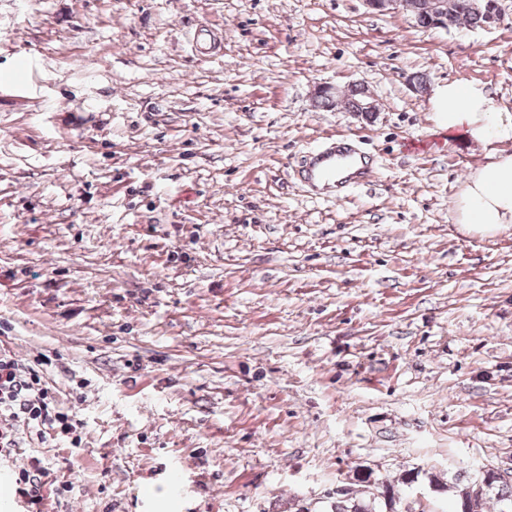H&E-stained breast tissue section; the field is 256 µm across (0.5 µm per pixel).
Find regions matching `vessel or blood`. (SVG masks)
Listing matches in <instances>:
<instances>
[{
  "label": "vessel or blood",
  "mask_w": 512,
  "mask_h": 512,
  "mask_svg": "<svg viewBox=\"0 0 512 512\" xmlns=\"http://www.w3.org/2000/svg\"><path fill=\"white\" fill-rule=\"evenodd\" d=\"M375 171V158L361 149L359 139L332 135L308 153L294 177L319 198L343 200L349 190L367 181Z\"/></svg>",
  "instance_id": "b4317fda"
}]
</instances>
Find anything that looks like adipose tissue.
I'll list each match as a JSON object with an SVG mask.
<instances>
[{
	"label": "adipose tissue",
	"mask_w": 512,
	"mask_h": 512,
	"mask_svg": "<svg viewBox=\"0 0 512 512\" xmlns=\"http://www.w3.org/2000/svg\"><path fill=\"white\" fill-rule=\"evenodd\" d=\"M432 102L442 128H466L479 141L512 139V114L493 111L481 84L449 82L439 87ZM456 210L462 224H511L512 154L491 155L469 178Z\"/></svg>",
	"instance_id": "adipose-tissue-1"
}]
</instances>
